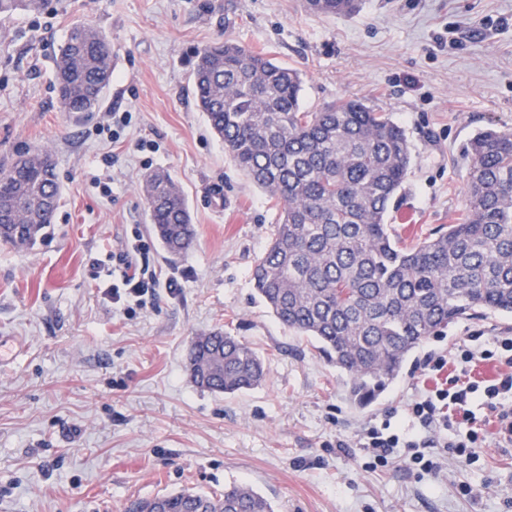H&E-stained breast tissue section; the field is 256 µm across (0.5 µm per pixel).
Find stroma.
<instances>
[{
	"label": "stroma",
	"instance_id": "1",
	"mask_svg": "<svg viewBox=\"0 0 512 512\" xmlns=\"http://www.w3.org/2000/svg\"><path fill=\"white\" fill-rule=\"evenodd\" d=\"M76 24L103 32L113 58L102 106L82 123L54 77ZM224 41L298 70L305 111L353 98L402 126L412 160L387 222L405 243L465 210L469 140L512 131V0H362L350 16L304 0H49L38 14L0 13V164L48 151L62 189L37 246L0 244V512H124L232 483L275 512H512V447L493 439L487 406H471L487 437L477 457L436 449L432 473L397 457L367 467L357 446L370 425L413 430L408 405L458 374L457 345L512 336V314L450 322L360 408L346 375L257 295L251 269L281 208L231 161L190 83L192 55ZM113 112L131 119L103 132ZM155 171L180 186L196 228L179 257L141 192ZM136 234L140 266L178 286L128 313L108 291L121 281L112 254ZM215 330L263 359L258 386L192 382L191 343ZM430 356L442 372L425 369Z\"/></svg>",
	"mask_w": 512,
	"mask_h": 512
}]
</instances>
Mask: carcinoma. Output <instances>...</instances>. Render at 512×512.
<instances>
[{"label": "carcinoma", "mask_w": 512, "mask_h": 512, "mask_svg": "<svg viewBox=\"0 0 512 512\" xmlns=\"http://www.w3.org/2000/svg\"><path fill=\"white\" fill-rule=\"evenodd\" d=\"M47 0H0V12L39 13ZM323 14L356 0H308ZM58 95L77 119L96 111L112 75L99 31L70 29L56 59ZM193 94L235 165L282 204L275 237L251 271L257 294L283 324L319 344L348 375L351 399L373 402L408 354L448 323L512 312V132L487 129L466 149L467 208L448 232L406 245L386 217L411 163L405 130L389 114L342 99L301 107L300 74L232 43L197 52ZM153 232L177 256L196 232L184 194L166 173L143 185ZM60 184L47 152L21 149L0 170V242L42 240ZM190 378L235 393L264 377L263 360L233 336H198ZM127 512H274L247 486L220 495L180 491L130 503Z\"/></svg>", "instance_id": "1"}]
</instances>
